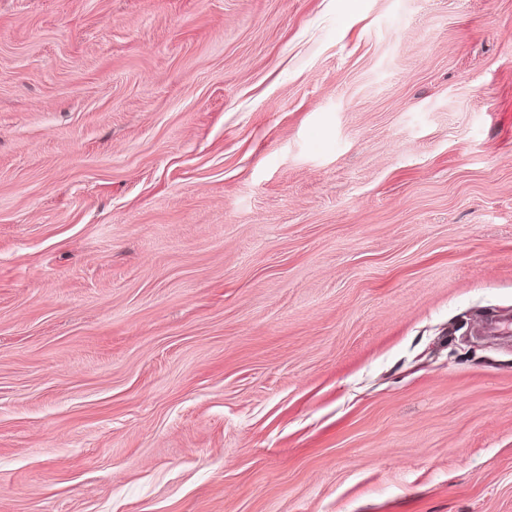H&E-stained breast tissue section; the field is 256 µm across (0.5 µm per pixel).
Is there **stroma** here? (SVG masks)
Segmentation results:
<instances>
[{
    "instance_id": "35a3bbf8",
    "label": "stroma",
    "mask_w": 512,
    "mask_h": 512,
    "mask_svg": "<svg viewBox=\"0 0 512 512\" xmlns=\"http://www.w3.org/2000/svg\"><path fill=\"white\" fill-rule=\"evenodd\" d=\"M512 0H0V512H512Z\"/></svg>"
}]
</instances>
